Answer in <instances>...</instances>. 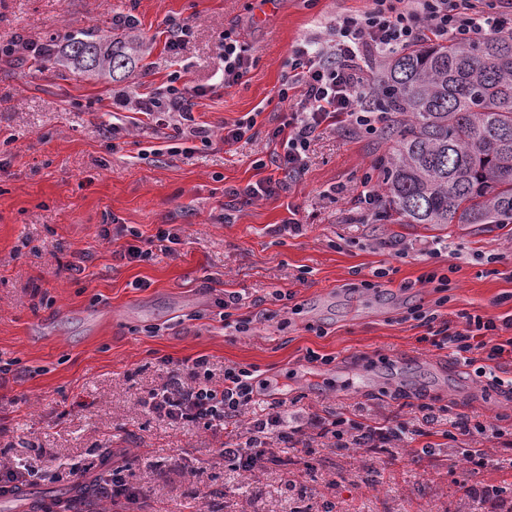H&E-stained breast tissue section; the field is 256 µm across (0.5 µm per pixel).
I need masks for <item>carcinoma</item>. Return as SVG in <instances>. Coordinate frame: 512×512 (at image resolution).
<instances>
[{
	"label": "carcinoma",
	"instance_id": "carcinoma-1",
	"mask_svg": "<svg viewBox=\"0 0 512 512\" xmlns=\"http://www.w3.org/2000/svg\"><path fill=\"white\" fill-rule=\"evenodd\" d=\"M140 48L133 36L72 35L39 62L116 81L138 67ZM371 95L385 113L378 136L391 143L376 160L380 212L397 224H512L511 32L466 43L429 36L388 57Z\"/></svg>",
	"mask_w": 512,
	"mask_h": 512
}]
</instances>
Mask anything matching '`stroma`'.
I'll list each match as a JSON object with an SVG mask.
<instances>
[{
    "instance_id": "35a3bbf8",
    "label": "stroma",
    "mask_w": 512,
    "mask_h": 512,
    "mask_svg": "<svg viewBox=\"0 0 512 512\" xmlns=\"http://www.w3.org/2000/svg\"><path fill=\"white\" fill-rule=\"evenodd\" d=\"M365 6L277 0L260 19L256 0H0V42L107 29L117 38L113 16L130 14L143 43L141 68L120 83L62 77L32 55L0 59V356L26 371L0 383V463L34 470L22 492L71 488L70 461L96 480L109 449L135 458L130 483L163 512H480L461 480L512 485L503 464L512 457V362L492 387L476 374L483 354L462 365L407 317L437 299L421 280L432 271L448 277L447 320L512 315V224L359 223L357 195L386 145L342 131L312 143L306 171L278 199L243 205L227 194L258 180L256 160L282 149L268 131L292 49L327 38L337 14ZM174 19L192 28L177 62L165 48ZM227 31L255 60L229 89L216 52ZM176 71L201 91L193 113L210 146L177 149L134 112L133 98L162 93ZM251 113L255 126L225 143V124ZM291 204L301 210L296 231L283 226ZM109 218L146 237L166 226L181 242L174 254L128 262L115 256L128 237L99 235ZM79 252L89 261L74 278L66 266ZM377 272L380 288L360 289ZM277 288L293 293L295 309L273 300ZM228 291L253 318L248 332L219 318L215 301ZM311 351L331 364L308 362ZM201 355L217 381L225 366L256 367L273 385L265 400H286L297 423L348 412L423 423L430 436L374 449L337 450L324 438L307 449L276 444L263 467L232 469L219 453L225 434L173 428L143 405L169 379L166 358ZM351 377L357 388H346ZM424 403L434 407L428 423ZM461 415L499 436L449 438ZM468 448L483 449L485 464H469Z\"/></svg>"
}]
</instances>
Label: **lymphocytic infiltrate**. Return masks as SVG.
<instances>
[{
  "label": "lymphocytic infiltrate",
  "instance_id": "lymphocytic-infiltrate-1",
  "mask_svg": "<svg viewBox=\"0 0 512 512\" xmlns=\"http://www.w3.org/2000/svg\"><path fill=\"white\" fill-rule=\"evenodd\" d=\"M512 31V15L490 8L485 0H368L365 11L337 15L328 41H306L288 58V72L277 89L286 110L268 135L281 141L283 152L269 160H258L257 169H275L298 175L308 165L312 143L327 131L345 130L374 135L384 122L370 99L365 69L377 56H386L420 44L436 35L458 42H472L486 35ZM224 66L220 84L231 88L242 84L254 60L245 45L225 36L217 47ZM194 94L184 86L167 85L163 98L138 99L137 110L154 130H173L175 137L209 144V132L193 116ZM133 244L119 253L128 261L147 262L155 253L169 254L179 243L176 233L158 228L155 235L132 234ZM425 282L435 284L440 296L433 309L414 307L410 317L429 329V342L436 349L451 350L456 359L472 364L475 352H483L487 363L481 372L491 375L503 361H512V316L502 320L465 315L458 326L441 320L438 309L448 303L447 277L431 272ZM178 377L153 390L146 402L152 413L170 424L198 423L235 437L236 445L224 448L225 461L245 471L258 469L264 449L272 442L290 447H308L309 431L331 437L336 448H386L392 441L423 436L419 427L386 420H355L340 414L311 418L308 427L291 425L287 413L272 411L241 427L242 411L256 403L257 376L254 368L229 365L222 383H213L209 360L199 356L177 363Z\"/></svg>",
  "mask_w": 512,
  "mask_h": 512
}]
</instances>
